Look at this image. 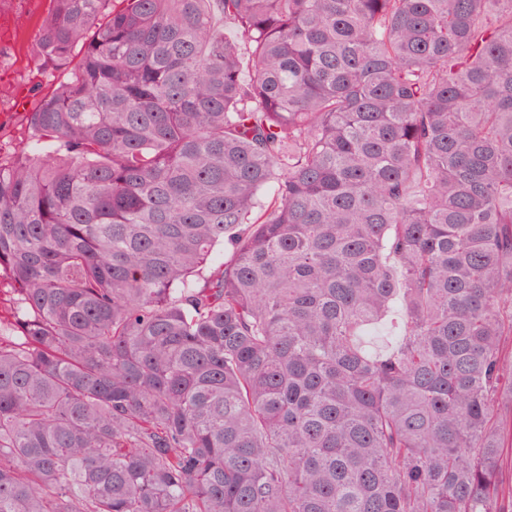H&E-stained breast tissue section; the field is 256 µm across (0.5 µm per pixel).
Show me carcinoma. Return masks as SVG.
Listing matches in <instances>:
<instances>
[{"instance_id":"obj_1","label":"carcinoma","mask_w":512,"mask_h":512,"mask_svg":"<svg viewBox=\"0 0 512 512\" xmlns=\"http://www.w3.org/2000/svg\"><path fill=\"white\" fill-rule=\"evenodd\" d=\"M37 48L0 512H512V0H50ZM401 312L400 302L398 300L394 301L388 316L362 333L364 344L369 351H377L381 346L392 342L398 336Z\"/></svg>"}]
</instances>
